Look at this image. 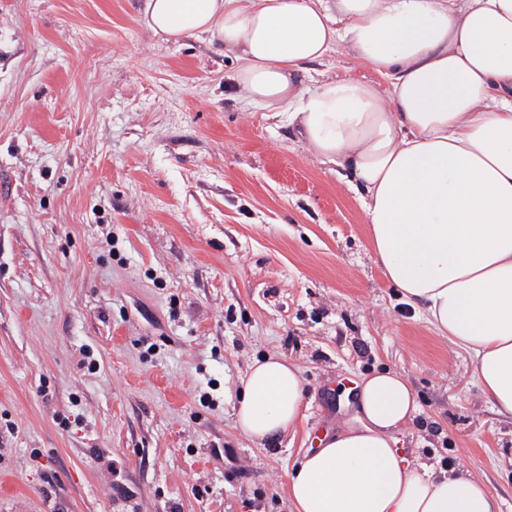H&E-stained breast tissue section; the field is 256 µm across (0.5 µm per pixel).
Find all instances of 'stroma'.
<instances>
[{"label": "stroma", "mask_w": 512, "mask_h": 512, "mask_svg": "<svg viewBox=\"0 0 512 512\" xmlns=\"http://www.w3.org/2000/svg\"><path fill=\"white\" fill-rule=\"evenodd\" d=\"M143 4L0 0V512H292L289 471L384 369L411 463L512 512V416L386 281L357 194ZM310 70L375 78L342 49ZM273 353L306 397L256 442L241 380Z\"/></svg>", "instance_id": "stroma-1"}]
</instances>
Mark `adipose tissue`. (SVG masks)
Here are the masks:
<instances>
[{
  "mask_svg": "<svg viewBox=\"0 0 512 512\" xmlns=\"http://www.w3.org/2000/svg\"><path fill=\"white\" fill-rule=\"evenodd\" d=\"M143 16L154 33L223 45L242 99L339 168L385 276L512 414V0H145ZM338 48L376 81L303 88L309 64ZM356 388L352 425L289 472L294 512H498L481 482L402 455L397 435L418 410L404 376ZM302 402L298 368L266 357L243 382L237 426L278 436Z\"/></svg>",
  "mask_w": 512,
  "mask_h": 512,
  "instance_id": "obj_1",
  "label": "adipose tissue"
}]
</instances>
